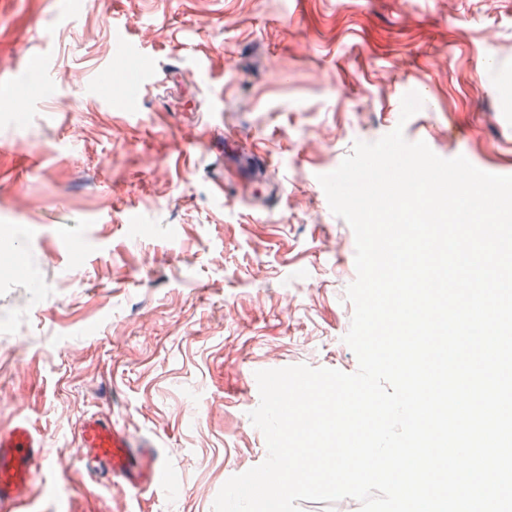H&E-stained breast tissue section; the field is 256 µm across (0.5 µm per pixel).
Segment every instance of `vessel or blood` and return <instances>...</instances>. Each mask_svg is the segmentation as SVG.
<instances>
[{"label": "vessel or blood", "mask_w": 512, "mask_h": 512, "mask_svg": "<svg viewBox=\"0 0 512 512\" xmlns=\"http://www.w3.org/2000/svg\"><path fill=\"white\" fill-rule=\"evenodd\" d=\"M156 81L155 69L148 67L128 82V122L139 123L141 103ZM219 144L237 154L239 167L251 165L265 173L273 167L269 155L231 133L221 134ZM74 442L78 461L90 475L108 480L120 478L137 489H160L165 484L164 467L152 442L113 424L107 415L94 413L85 417ZM46 462L43 440L26 421L0 430V512H27L32 496L44 487Z\"/></svg>", "instance_id": "b4317fda"}]
</instances>
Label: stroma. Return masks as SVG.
I'll return each mask as SVG.
<instances>
[{
    "label": "stroma",
    "mask_w": 512,
    "mask_h": 512,
    "mask_svg": "<svg viewBox=\"0 0 512 512\" xmlns=\"http://www.w3.org/2000/svg\"><path fill=\"white\" fill-rule=\"evenodd\" d=\"M178 62L127 124L138 73L115 24ZM207 57L211 78L191 56ZM512 0H0V428L50 461L30 512H213L267 457L256 371L356 372L355 236L318 175L403 125L440 157L512 175ZM423 106L401 121V99ZM279 161L265 197L203 144L152 143L155 112ZM97 411L152 439L167 492L90 477L74 433Z\"/></svg>",
    "instance_id": "obj_1"
}]
</instances>
